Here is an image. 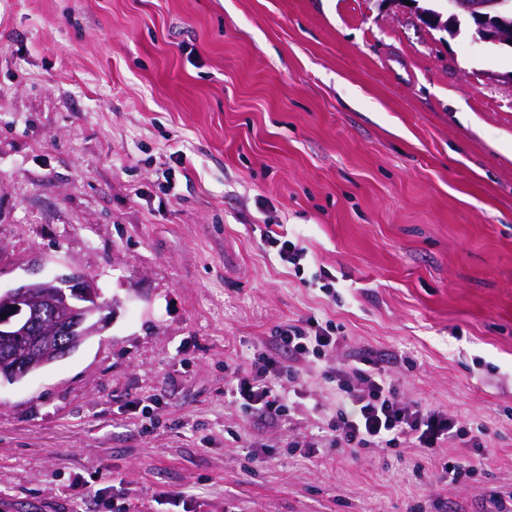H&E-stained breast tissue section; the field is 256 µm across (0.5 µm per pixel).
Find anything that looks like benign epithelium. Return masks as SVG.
I'll return each mask as SVG.
<instances>
[{
  "instance_id": "obj_1",
  "label": "benign epithelium",
  "mask_w": 512,
  "mask_h": 512,
  "mask_svg": "<svg viewBox=\"0 0 512 512\" xmlns=\"http://www.w3.org/2000/svg\"><path fill=\"white\" fill-rule=\"evenodd\" d=\"M426 26L443 29L441 15L411 2ZM507 0H448L449 19L468 15L481 32V41L512 48L500 30V10ZM0 380L20 381L76 352L85 341L102 333L115 302L103 298L94 278L73 271L51 280L30 279L0 290Z\"/></svg>"
}]
</instances>
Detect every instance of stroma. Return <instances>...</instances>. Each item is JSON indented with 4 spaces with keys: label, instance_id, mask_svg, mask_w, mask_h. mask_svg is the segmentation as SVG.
I'll return each mask as SVG.
<instances>
[{
    "label": "stroma",
    "instance_id": "obj_1",
    "mask_svg": "<svg viewBox=\"0 0 512 512\" xmlns=\"http://www.w3.org/2000/svg\"><path fill=\"white\" fill-rule=\"evenodd\" d=\"M512 49L384 0H0V288L75 269L120 305L0 385V512H498L512 504ZM174 173L165 189L163 171ZM281 225L306 275L263 239ZM313 317L485 425L475 476L417 449L304 456L224 402ZM158 402L153 418L142 408Z\"/></svg>",
    "mask_w": 512,
    "mask_h": 512
}]
</instances>
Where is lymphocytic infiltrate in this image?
Returning <instances> with one entry per match:
<instances>
[{"label": "lymphocytic infiltrate", "instance_id": "lymphocytic-infiltrate-1", "mask_svg": "<svg viewBox=\"0 0 512 512\" xmlns=\"http://www.w3.org/2000/svg\"><path fill=\"white\" fill-rule=\"evenodd\" d=\"M339 338L332 324L310 318L304 324L277 326L268 349L254 356L247 371L233 370L224 389L227 402L243 413L257 414L279 422L290 414L288 385L298 384L300 375L288 358H324L336 349ZM335 383L339 404L320 426L321 440L292 441V448L305 454L318 452L320 444L359 453L371 448L391 451L403 445L419 449L424 458L439 456L445 443L460 439L465 447L485 451L486 427L467 426L420 399L405 398L397 379L383 361L366 354L352 365L325 369Z\"/></svg>", "mask_w": 512, "mask_h": 512}]
</instances>
